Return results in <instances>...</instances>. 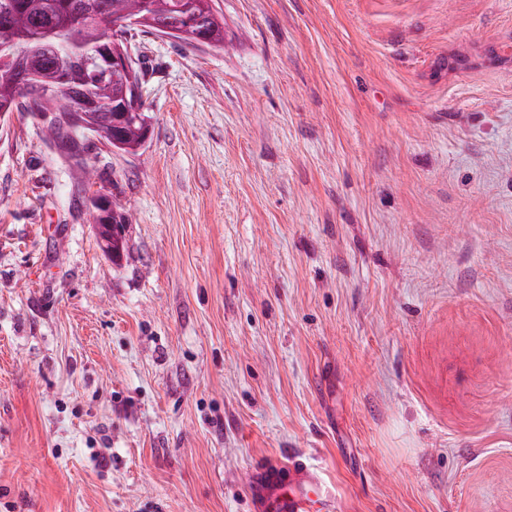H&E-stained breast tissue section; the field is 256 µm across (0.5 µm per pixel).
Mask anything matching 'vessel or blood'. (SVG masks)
<instances>
[{
  "label": "vessel or blood",
  "instance_id": "b4317fda",
  "mask_svg": "<svg viewBox=\"0 0 512 512\" xmlns=\"http://www.w3.org/2000/svg\"><path fill=\"white\" fill-rule=\"evenodd\" d=\"M250 512H336V495L304 461L254 468L248 479Z\"/></svg>",
  "mask_w": 512,
  "mask_h": 512
}]
</instances>
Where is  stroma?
Segmentation results:
<instances>
[{"mask_svg":"<svg viewBox=\"0 0 512 512\" xmlns=\"http://www.w3.org/2000/svg\"><path fill=\"white\" fill-rule=\"evenodd\" d=\"M135 31L151 118L81 173L0 123V512H512V0H215ZM97 194L100 198L101 206L106 209L107 212H112V222L110 221L105 224H93L91 222V224L96 227L112 224V259H114V256H119L120 251L123 249L125 232L129 224V219L125 212L121 211L120 208H118L116 205L112 206V199L107 194L101 192H98ZM114 249L116 250V253L113 252ZM250 512H337L336 494L302 460L254 468L248 479Z\"/></svg>","mask_w":512,"mask_h":512,"instance_id":"stroma-1","label":"stroma"}]
</instances>
